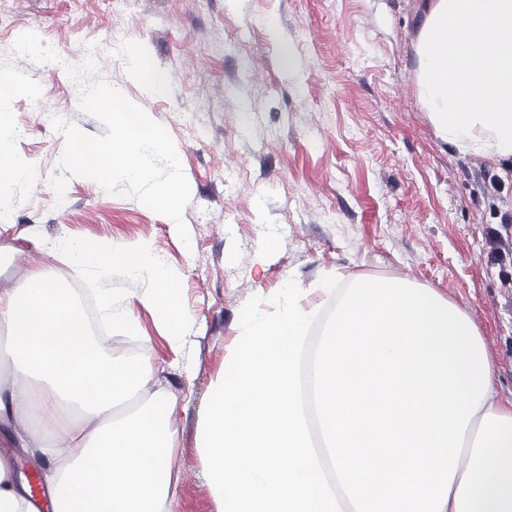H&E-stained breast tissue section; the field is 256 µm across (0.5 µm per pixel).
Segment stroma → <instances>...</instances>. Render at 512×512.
Masks as SVG:
<instances>
[{
  "instance_id": "35a3bbf8",
  "label": "stroma",
  "mask_w": 512,
  "mask_h": 512,
  "mask_svg": "<svg viewBox=\"0 0 512 512\" xmlns=\"http://www.w3.org/2000/svg\"><path fill=\"white\" fill-rule=\"evenodd\" d=\"M426 0H0V70L19 90L8 106L24 134L16 154L32 178L0 184V285L61 265L75 238L147 244L172 273L189 312L170 341L143 295L147 277L88 268L68 280L82 315H130L112 337L132 347L157 390L177 398L175 512H218L199 439L243 308L276 301L288 282L327 272L402 277L464 308L512 399V159L490 161L441 141L420 100L415 43ZM31 38L33 51L22 47ZM100 51L98 73L173 137L191 189L182 243L173 222L96 182L69 178L63 203L48 184L64 136L47 108L90 135L65 67ZM165 77L148 90L127 62Z\"/></svg>"
}]
</instances>
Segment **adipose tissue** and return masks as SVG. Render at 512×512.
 Here are the masks:
<instances>
[{
	"label": "adipose tissue",
	"mask_w": 512,
	"mask_h": 512,
	"mask_svg": "<svg viewBox=\"0 0 512 512\" xmlns=\"http://www.w3.org/2000/svg\"><path fill=\"white\" fill-rule=\"evenodd\" d=\"M420 98L458 151L512 158V0H432L415 45ZM17 89L0 70V182L31 176L6 113ZM64 263L0 289L14 368L0 421L39 413L20 447L46 455L61 512H174L176 399L110 347L89 340L65 282L85 267L148 275L143 297L170 336L188 312L145 245L61 240ZM319 335H311L312 325ZM469 314L398 278L328 273L289 287L276 312L248 305L224 358L202 435L218 512H512V401ZM140 406L118 412L129 397Z\"/></svg>",
	"instance_id": "obj_1"
}]
</instances>
